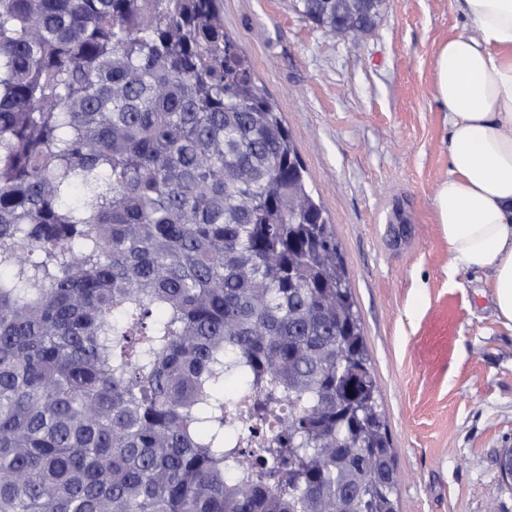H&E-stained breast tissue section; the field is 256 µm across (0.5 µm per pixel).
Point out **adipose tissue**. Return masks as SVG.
Listing matches in <instances>:
<instances>
[{
  "label": "adipose tissue",
  "mask_w": 512,
  "mask_h": 512,
  "mask_svg": "<svg viewBox=\"0 0 512 512\" xmlns=\"http://www.w3.org/2000/svg\"><path fill=\"white\" fill-rule=\"evenodd\" d=\"M471 22L436 58L451 169L436 195L454 267H488L512 323V0H455Z\"/></svg>",
  "instance_id": "1"
}]
</instances>
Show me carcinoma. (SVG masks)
I'll use <instances>...</instances> for the list:
<instances>
[{
  "instance_id": "1",
  "label": "carcinoma",
  "mask_w": 512,
  "mask_h": 512,
  "mask_svg": "<svg viewBox=\"0 0 512 512\" xmlns=\"http://www.w3.org/2000/svg\"><path fill=\"white\" fill-rule=\"evenodd\" d=\"M304 173L220 0H0V512H397Z\"/></svg>"
}]
</instances>
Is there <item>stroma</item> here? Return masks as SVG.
<instances>
[{
    "instance_id": "stroma-1",
    "label": "stroma",
    "mask_w": 512,
    "mask_h": 512,
    "mask_svg": "<svg viewBox=\"0 0 512 512\" xmlns=\"http://www.w3.org/2000/svg\"><path fill=\"white\" fill-rule=\"evenodd\" d=\"M224 29L291 131L345 260L379 388L398 512H512V328L485 268L451 263L436 193L451 168L434 94L454 0H383L359 43L291 0H222ZM408 224L390 233L394 211Z\"/></svg>"
}]
</instances>
